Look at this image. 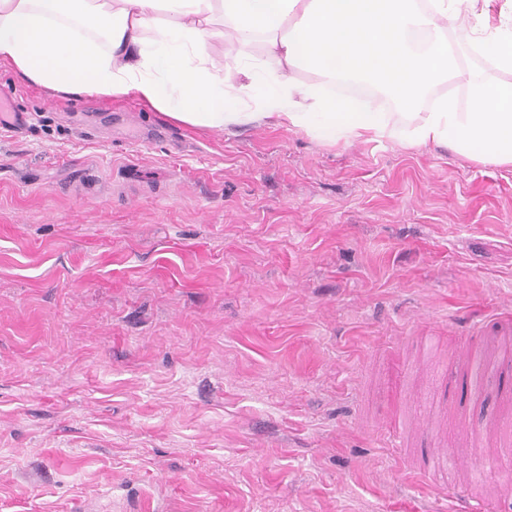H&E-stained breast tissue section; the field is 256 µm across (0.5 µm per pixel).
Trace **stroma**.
<instances>
[{
  "instance_id": "35a3bbf8",
  "label": "stroma",
  "mask_w": 512,
  "mask_h": 512,
  "mask_svg": "<svg viewBox=\"0 0 512 512\" xmlns=\"http://www.w3.org/2000/svg\"><path fill=\"white\" fill-rule=\"evenodd\" d=\"M1 94L0 512H512L506 390L447 398L467 320L512 357V169Z\"/></svg>"
}]
</instances>
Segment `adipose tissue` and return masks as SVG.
Returning <instances> with one entry per match:
<instances>
[{
  "label": "adipose tissue",
  "instance_id": "ef3b65f1",
  "mask_svg": "<svg viewBox=\"0 0 512 512\" xmlns=\"http://www.w3.org/2000/svg\"><path fill=\"white\" fill-rule=\"evenodd\" d=\"M512 69V0H0V62L57 94L132 95L171 121L202 130L288 127L333 147L391 141L441 145L512 167V86L463 77L450 40ZM231 38L235 80L211 57ZM262 39L261 55L245 47ZM316 77L299 82L297 71ZM359 76L406 108L357 107L337 78ZM466 78L471 104L416 106L438 83Z\"/></svg>",
  "mask_w": 512,
  "mask_h": 512
}]
</instances>
